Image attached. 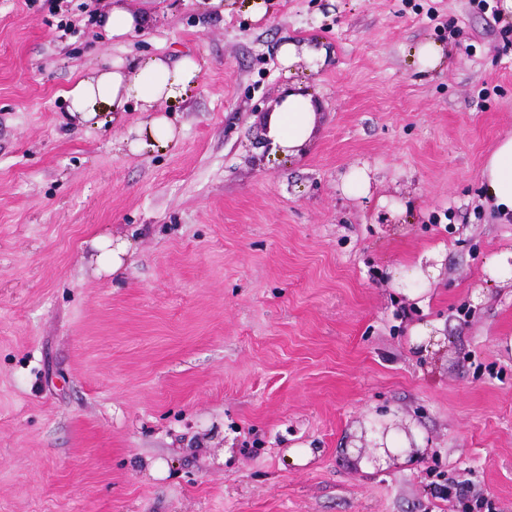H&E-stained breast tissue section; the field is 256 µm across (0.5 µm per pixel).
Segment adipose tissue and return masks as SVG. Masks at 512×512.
<instances>
[{"mask_svg": "<svg viewBox=\"0 0 512 512\" xmlns=\"http://www.w3.org/2000/svg\"><path fill=\"white\" fill-rule=\"evenodd\" d=\"M198 74L197 64L188 59L176 63L155 56L118 59L67 90L69 117L98 127L107 117H120L129 101H136L149 118L135 128L129 147L135 153L159 150L173 139L174 128L166 117L152 116V109L163 101L185 100ZM316 107L310 93L291 90L274 112L265 115V134L282 155L296 157L305 152L316 127ZM482 180L489 202L502 216H512V136L496 145Z\"/></svg>", "mask_w": 512, "mask_h": 512, "instance_id": "1", "label": "adipose tissue"}]
</instances>
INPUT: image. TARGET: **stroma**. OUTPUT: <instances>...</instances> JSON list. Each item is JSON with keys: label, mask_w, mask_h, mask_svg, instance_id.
I'll use <instances>...</instances> for the list:
<instances>
[{"label": "stroma", "mask_w": 512, "mask_h": 512, "mask_svg": "<svg viewBox=\"0 0 512 512\" xmlns=\"http://www.w3.org/2000/svg\"><path fill=\"white\" fill-rule=\"evenodd\" d=\"M107 2L0 0V512H448L430 484L464 480L512 512V287L485 273L512 218L481 178L512 134L501 0H271L258 21L123 0L156 21L120 42ZM287 41L326 64L285 69ZM153 55L201 68L157 106L167 149H128L135 107L71 123L78 76ZM298 86L317 130L289 160L262 118ZM363 166L371 194L346 193ZM98 235L132 241L122 272L96 273ZM433 248L411 297L389 271ZM428 320L445 339L421 358ZM381 417L420 453L360 468L349 442Z\"/></svg>", "instance_id": "stroma-1"}]
</instances>
